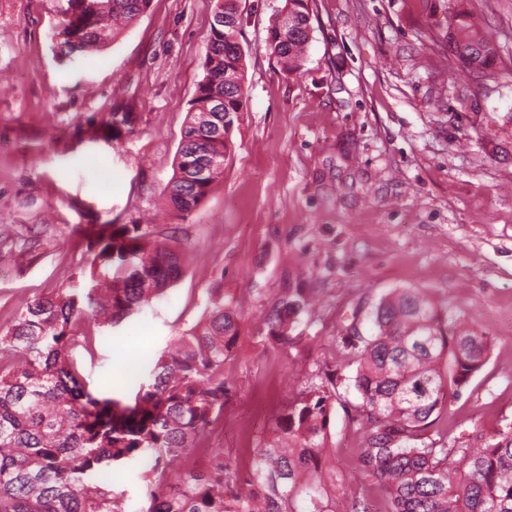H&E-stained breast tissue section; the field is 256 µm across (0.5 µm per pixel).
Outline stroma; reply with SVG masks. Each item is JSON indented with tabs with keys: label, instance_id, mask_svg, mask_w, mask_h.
I'll list each match as a JSON object with an SVG mask.
<instances>
[{
	"label": "stroma",
	"instance_id": "1",
	"mask_svg": "<svg viewBox=\"0 0 512 512\" xmlns=\"http://www.w3.org/2000/svg\"><path fill=\"white\" fill-rule=\"evenodd\" d=\"M216 0H151L100 53L59 56L65 0H0V330L25 301L85 285L91 256L74 232L151 225L193 260L166 296L95 338L89 388L129 400L172 339L220 288L242 311L224 364L233 396L196 459L223 449L240 470L275 434L302 359L343 370L335 338L396 288H420L493 349L435 428L459 442L512 424V0H482L499 49L483 79L448 49L459 0H311L300 74L268 50L285 0H240L243 109L224 175L186 217L163 191L203 76ZM131 123L112 128V115ZM308 288L300 344L268 340L265 313ZM360 398L344 391L327 446L348 482L357 468Z\"/></svg>",
	"mask_w": 512,
	"mask_h": 512
}]
</instances>
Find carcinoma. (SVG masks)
Masks as SVG:
<instances>
[{"mask_svg":"<svg viewBox=\"0 0 512 512\" xmlns=\"http://www.w3.org/2000/svg\"><path fill=\"white\" fill-rule=\"evenodd\" d=\"M149 4L112 0V9L86 26L80 45L63 41L59 53L107 47L117 25L133 22ZM237 34L210 23L203 77L165 188L181 215L224 174L222 166L190 170L184 158L200 151L224 162L234 148L232 139L200 130L192 113L213 112L221 127L238 120L229 93L244 85ZM308 39L304 32L283 38L271 28L269 50L285 73L303 68ZM447 39L474 73H485L496 60L493 42L469 9L448 17ZM153 235L148 225H100L85 236L93 252L92 287L29 300L0 332V367H8L0 372V512H123L121 497L101 476L140 464L144 512H373L369 499L336 476L326 447L342 385L359 394L357 466L384 489L386 512H512V424L480 436L477 446L459 444L446 432L428 435L433 415L487 365L492 343L419 288H396L373 305L371 334L354 323L342 330L343 359L354 375L306 371L305 386L276 422V437L254 449L249 472L212 448L202 467L172 473L174 461L190 457L231 396L224 362L236 344L238 308L224 289H210L204 321L161 355L132 403L88 389L78 351L93 355L95 337L76 332L88 315L101 326L120 322L180 277L185 251ZM310 299L304 288L288 289L266 316L269 337L301 342L293 331Z\"/></svg>","mask_w":512,"mask_h":512,"instance_id":"cac0c4a2","label":"carcinoma"}]
</instances>
